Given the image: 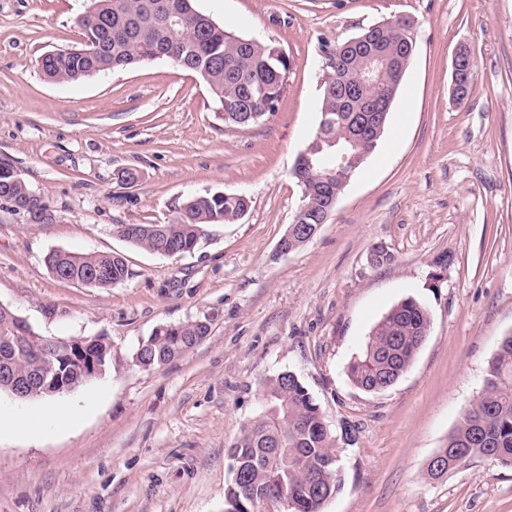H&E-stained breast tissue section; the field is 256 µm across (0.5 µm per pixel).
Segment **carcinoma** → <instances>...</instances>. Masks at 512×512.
<instances>
[{
    "mask_svg": "<svg viewBox=\"0 0 512 512\" xmlns=\"http://www.w3.org/2000/svg\"><path fill=\"white\" fill-rule=\"evenodd\" d=\"M192 0H94L95 11L78 19L83 41L95 47L92 54L70 48L41 55L39 68L54 82H78L101 73L130 68L164 53L179 67L199 75L224 112V122L248 127L260 116L275 111L285 86L282 74L290 69L289 59H272L275 45L250 41L217 23H208ZM181 12V25L171 30L162 21L165 7ZM404 20L397 19L370 39L342 48L331 45L333 66L324 76L319 100L316 133L305 147L309 159L296 161L291 177L301 189L302 204L295 215L299 224H316L324 215L338 188L336 151L330 140L351 130L354 112L364 107L361 100L346 97L345 85L361 76L372 54L400 57L404 46ZM380 138L364 137L359 156L350 165L355 177L378 146ZM20 201V213L27 221L46 224L50 210L44 198L31 190L21 173L0 166V198ZM250 208V199L237 194L205 193L186 199L176 219L162 225L166 234L149 235L145 224H117L115 233L131 245L167 255L193 251L209 224L233 223ZM45 262L57 275L78 281L89 270L101 276L88 283L106 290L132 278L119 254H76L50 252ZM430 328L428 310L408 298L391 308L372 329L361 352L347 367L349 381L369 393L402 377L412 366ZM32 325L22 327L0 318V344L16 346L13 376L33 378L51 363L70 383L84 385L77 352L62 343L37 339ZM207 331L194 322L164 325L141 342L134 353V366L142 370L162 368L194 349ZM103 360L112 369V345L106 337L91 344L85 357ZM336 453V436L320 407L300 379L280 372L263 380L259 412L245 422L231 445L232 479L224 491V509L261 512L265 497L285 496L296 507L290 512H322L325 503L342 485L339 464L328 463ZM447 473L470 465L477 458H492L512 468V333L500 338L488 363L485 383L475 402L437 450Z\"/></svg>",
    "mask_w": 512,
    "mask_h": 512,
    "instance_id": "1",
    "label": "carcinoma"
}]
</instances>
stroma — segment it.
<instances>
[{"label": "stroma", "mask_w": 512, "mask_h": 512, "mask_svg": "<svg viewBox=\"0 0 512 512\" xmlns=\"http://www.w3.org/2000/svg\"><path fill=\"white\" fill-rule=\"evenodd\" d=\"M92 0H0V159L55 213L28 223L0 201V304L42 335L100 334L102 399L66 429L0 431V512H224L229 449L260 383L293 371L340 439L342 490L323 512H512V469L491 459L439 479L427 463L483 387L512 332V0H195L237 35L289 56L275 112L225 123L202 81L168 59L78 83L47 80L45 51L79 46ZM412 20L416 52L377 148L302 248L281 254L301 204L290 176L314 134L324 48ZM473 89L449 97L458 46ZM137 169L128 184L120 174ZM243 193L248 213L161 256L112 232L167 224L188 196ZM393 259L370 265L374 245ZM53 250L117 253L134 276L106 290L55 277ZM429 311L411 368L366 393L347 378L400 301ZM210 320L156 370L132 363L159 326Z\"/></svg>", "instance_id": "35a3bbf8"}]
</instances>
